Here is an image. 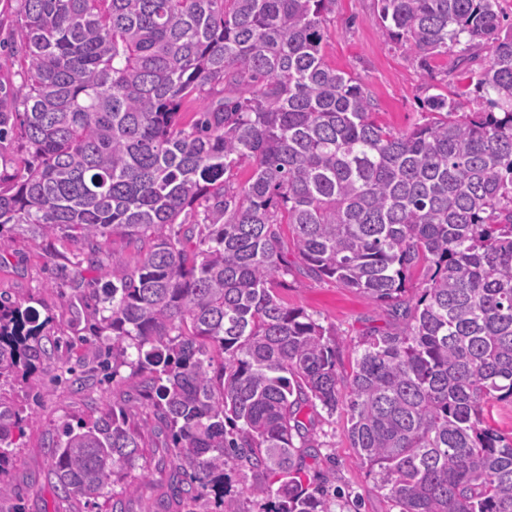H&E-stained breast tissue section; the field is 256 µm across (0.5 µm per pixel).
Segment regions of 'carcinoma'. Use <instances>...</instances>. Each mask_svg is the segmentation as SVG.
Listing matches in <instances>:
<instances>
[{"label":"carcinoma","instance_id":"carcinoma-1","mask_svg":"<svg viewBox=\"0 0 512 512\" xmlns=\"http://www.w3.org/2000/svg\"><path fill=\"white\" fill-rule=\"evenodd\" d=\"M17 2L23 111L0 112V141L23 155L0 179V235L78 241L99 267L120 235L137 260L93 289L91 339L48 340L0 295V463L25 420L7 392L80 343L91 371L140 380L183 502L223 503L235 472L266 512H331L302 477L320 444L301 413L319 406L346 410L399 512H512V435L487 419L512 402V25L497 0H378L422 70L456 47L476 78L429 96L409 132L327 63L335 0ZM289 243L307 276L390 308L344 376L335 333L275 292ZM50 454L55 488L93 505L135 488L141 442L104 404L60 423Z\"/></svg>","mask_w":512,"mask_h":512}]
</instances>
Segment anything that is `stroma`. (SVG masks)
Masks as SVG:
<instances>
[{
    "label": "stroma",
    "instance_id": "1",
    "mask_svg": "<svg viewBox=\"0 0 512 512\" xmlns=\"http://www.w3.org/2000/svg\"><path fill=\"white\" fill-rule=\"evenodd\" d=\"M329 65L359 80L377 104L376 119L397 131L422 123V102L436 86L469 89L470 74L456 70V51L439 56L432 73L423 72L413 57L396 44L382 26L377 0H335L328 16ZM19 23L13 0H0V112L18 109L24 71L19 63ZM102 270L84 262L79 243L63 239L36 242L14 235L0 243V294L27 299L41 317L50 318L52 336L77 337L90 333L92 289L102 280L114 281L132 266L135 251L124 238L107 243ZM278 297L288 306L304 309L336 334L338 373L349 372L353 347L374 328L393 325L387 306L333 281H313L288 274ZM42 384L37 399L26 396V384L14 387L13 398L23 403L28 419L16 439V458L0 471V512H112V505H84L57 493L48 471L49 440L65 420L95 417V404H127L129 420L141 433L140 467L150 477L135 493L124 496L125 512H153V506L171 473V440L164 424L150 407L139 402V384L101 382L92 376L86 384L74 383L70 374L59 380L35 371ZM313 436L318 445L304 458V478L310 484L328 483L359 512H399L378 488L377 471L362 463L347 438L348 415L316 413Z\"/></svg>",
    "mask_w": 512,
    "mask_h": 512
}]
</instances>
